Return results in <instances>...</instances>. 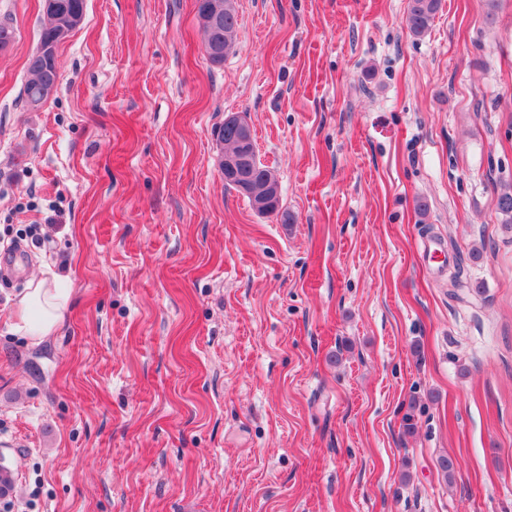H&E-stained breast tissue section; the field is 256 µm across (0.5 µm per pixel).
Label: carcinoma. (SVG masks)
I'll list each match as a JSON object with an SVG mask.
<instances>
[{
    "label": "carcinoma",
    "instance_id": "carcinoma-1",
    "mask_svg": "<svg viewBox=\"0 0 512 512\" xmlns=\"http://www.w3.org/2000/svg\"><path fill=\"white\" fill-rule=\"evenodd\" d=\"M221 2L218 21L202 27L205 53L213 64L224 63V56L233 48L237 27L235 0ZM57 4V10L46 12L47 24L41 28L37 47L27 62L23 100L31 109L41 107L56 93L60 80L58 49L82 24L85 16V0H57ZM441 9L442 0H408L405 23L410 34L415 38L425 36ZM45 47L52 49V53L41 52ZM219 140L224 142L226 152L241 149L237 132L230 125L221 126Z\"/></svg>",
    "mask_w": 512,
    "mask_h": 512
}]
</instances>
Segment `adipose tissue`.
<instances>
[{
	"instance_id": "adipose-tissue-1",
	"label": "adipose tissue",
	"mask_w": 512,
	"mask_h": 512,
	"mask_svg": "<svg viewBox=\"0 0 512 512\" xmlns=\"http://www.w3.org/2000/svg\"><path fill=\"white\" fill-rule=\"evenodd\" d=\"M70 298L58 279L29 280L20 301L13 329L28 342L38 344L58 328Z\"/></svg>"
}]
</instances>
